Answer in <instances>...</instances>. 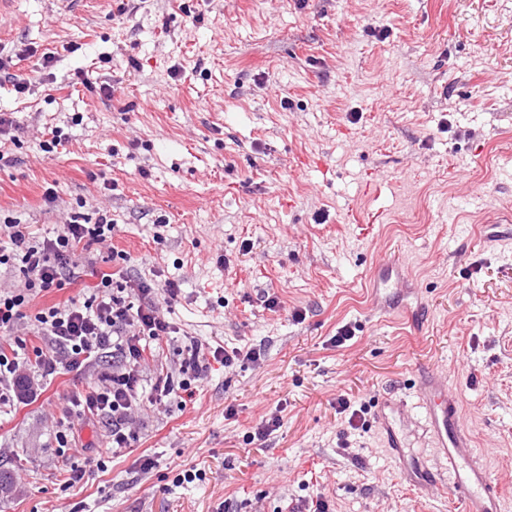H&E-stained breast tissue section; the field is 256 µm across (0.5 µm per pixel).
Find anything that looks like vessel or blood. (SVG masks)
<instances>
[{
  "label": "vessel or blood",
  "mask_w": 512,
  "mask_h": 512,
  "mask_svg": "<svg viewBox=\"0 0 512 512\" xmlns=\"http://www.w3.org/2000/svg\"><path fill=\"white\" fill-rule=\"evenodd\" d=\"M419 394L425 408V429L439 463L404 466L403 477L421 490L448 488L458 512H505L501 488L474 448L462 421L459 398L449 390L445 378L434 373L422 375ZM404 414L403 407L394 406L377 416L386 446L394 456L400 453L397 423Z\"/></svg>",
  "instance_id": "vessel-or-blood-1"
}]
</instances>
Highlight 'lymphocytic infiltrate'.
Listing matches in <instances>:
<instances>
[{"label":"lymphocytic infiltrate","mask_w":512,"mask_h":512,"mask_svg":"<svg viewBox=\"0 0 512 512\" xmlns=\"http://www.w3.org/2000/svg\"><path fill=\"white\" fill-rule=\"evenodd\" d=\"M114 229L105 210L92 222L82 213H73L50 237L39 235L27 224H0V268L21 281L20 287L0 289V333L10 334L24 319L25 307L39 295L75 281L81 256L92 246H110V260L124 259V251L110 245ZM179 294L180 286L172 280L160 285L143 277L103 273L81 298L38 310L34 316L37 333L49 338L53 350L38 354L30 375L22 372L18 358L0 350V405H10L32 391L35 377L82 371L108 352L114 359L111 373L76 393L72 410L80 417L108 418L113 451L131 447L136 439L130 427L134 407L172 397H194V383L205 372L207 359L229 367L243 355L251 360L260 357L253 348L244 353L222 348L210 352L194 340L180 364L184 378L179 385L161 376L145 384L141 363L147 350L177 332L162 306Z\"/></svg>","instance_id":"1"}]
</instances>
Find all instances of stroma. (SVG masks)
I'll return each instance as SVG.
<instances>
[{"mask_svg":"<svg viewBox=\"0 0 512 512\" xmlns=\"http://www.w3.org/2000/svg\"><path fill=\"white\" fill-rule=\"evenodd\" d=\"M0 58L28 81L0 83V224L47 236L106 209L128 275L180 281L145 379L178 374L192 337L261 352L135 409L116 455L105 418L55 438L111 355L41 381L0 408V512H284L319 493L330 512H454L401 477L376 420L404 401L405 457H432L422 370L512 500V0H0ZM384 263L406 281L378 301Z\"/></svg>","mask_w":512,"mask_h":512,"instance_id":"obj_1","label":"stroma"}]
</instances>
